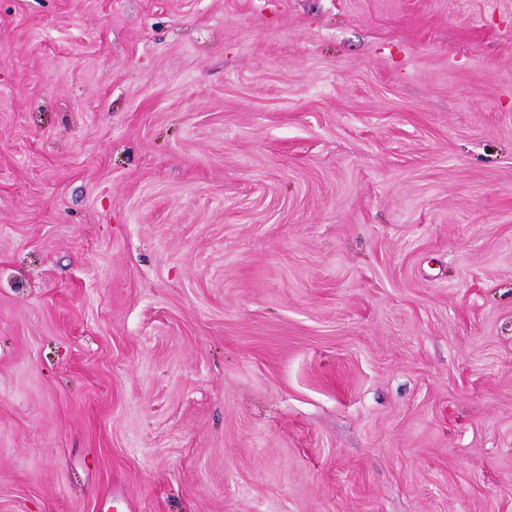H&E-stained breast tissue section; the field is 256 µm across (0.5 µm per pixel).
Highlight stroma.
Here are the masks:
<instances>
[{
  "instance_id": "stroma-1",
  "label": "stroma",
  "mask_w": 512,
  "mask_h": 512,
  "mask_svg": "<svg viewBox=\"0 0 512 512\" xmlns=\"http://www.w3.org/2000/svg\"><path fill=\"white\" fill-rule=\"evenodd\" d=\"M0 512H512V0H0Z\"/></svg>"
}]
</instances>
